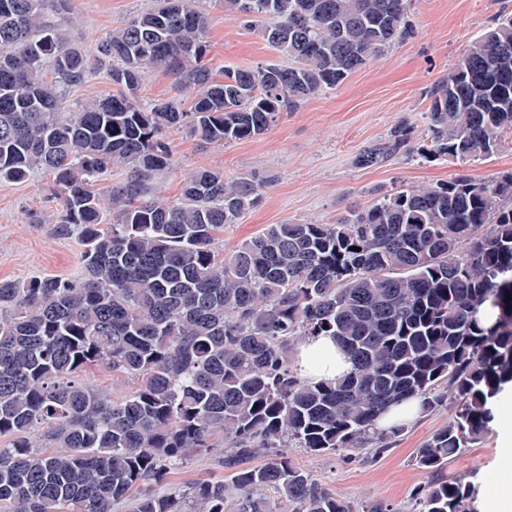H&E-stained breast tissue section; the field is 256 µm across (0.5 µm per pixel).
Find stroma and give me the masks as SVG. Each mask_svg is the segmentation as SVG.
Segmentation results:
<instances>
[{
  "mask_svg": "<svg viewBox=\"0 0 512 512\" xmlns=\"http://www.w3.org/2000/svg\"><path fill=\"white\" fill-rule=\"evenodd\" d=\"M150 5V0H70L64 26L91 50L122 20ZM504 10L512 11V0H411L410 38L352 73L336 89L283 113L265 133L228 145L204 143L186 130L167 133L175 167L152 177V193L176 197L181 175L199 168L220 170L230 178L254 172L272 176L260 203L218 241V249L228 252L267 225L324 224L350 205L402 184L446 181L464 171L480 178L512 171L510 138L496 154L465 170L450 161L426 162L406 154L370 168L355 163L364 147L385 138L398 124L424 133L430 89ZM209 12L207 40L215 72L227 66L282 62L260 30L244 29L221 6H211ZM52 182V174L41 169L24 181H0V279L22 283L38 275L79 274L77 240L53 231L58 205L46 198ZM451 414L448 408L420 414L394 447L377 458L367 449L347 456L296 450L292 458L315 474L325 489L349 501L354 512H364L376 501L391 504L396 512H410L412 495L426 479L414 466L413 456ZM497 438L495 430H488L479 445L448 466L449 473L470 475L477 512H494L490 487L497 480Z\"/></svg>",
  "mask_w": 512,
  "mask_h": 512,
  "instance_id": "stroma-1",
  "label": "stroma"
}]
</instances>
